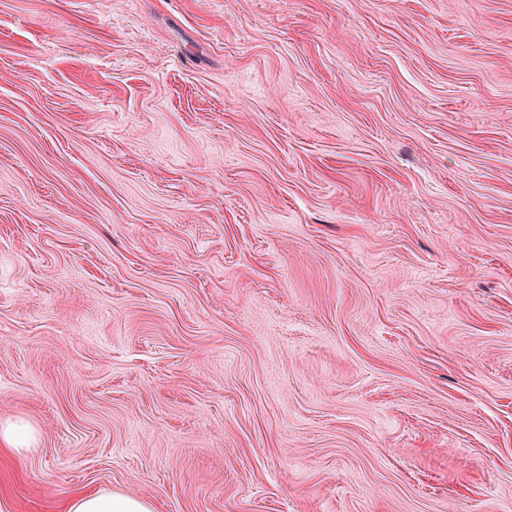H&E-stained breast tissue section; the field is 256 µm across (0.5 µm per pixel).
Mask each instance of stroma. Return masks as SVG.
<instances>
[{"label":"stroma","mask_w":512,"mask_h":512,"mask_svg":"<svg viewBox=\"0 0 512 512\" xmlns=\"http://www.w3.org/2000/svg\"><path fill=\"white\" fill-rule=\"evenodd\" d=\"M0 512H512V0H0ZM39 434L32 423L23 418L0 423V447L21 457L34 452ZM67 512H155L147 499L108 490L71 495L67 500Z\"/></svg>","instance_id":"stroma-1"}]
</instances>
